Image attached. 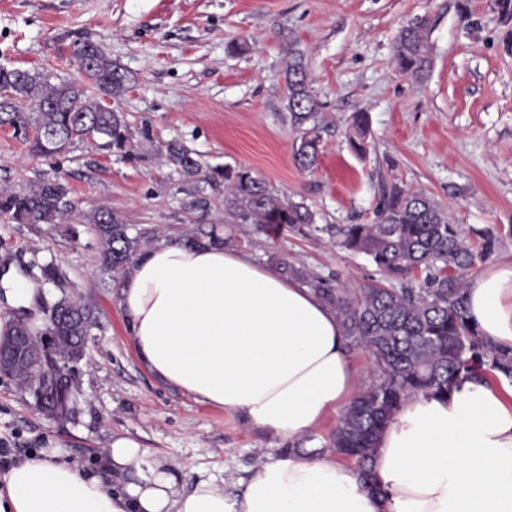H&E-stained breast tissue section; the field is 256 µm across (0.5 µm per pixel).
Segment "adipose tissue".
Returning a JSON list of instances; mask_svg holds the SVG:
<instances>
[{"label":"adipose tissue","instance_id":"ef3b65f1","mask_svg":"<svg viewBox=\"0 0 512 512\" xmlns=\"http://www.w3.org/2000/svg\"><path fill=\"white\" fill-rule=\"evenodd\" d=\"M466 292L481 336L512 349V253ZM119 308L157 379L282 438L308 435L363 388L335 311L238 250L160 239L123 281ZM372 457L363 481L326 454L271 455L228 495L210 480L185 489L170 461L129 438L93 471L52 444L0 469V512H512V400L469 380L445 397L410 395Z\"/></svg>","mask_w":512,"mask_h":512}]
</instances>
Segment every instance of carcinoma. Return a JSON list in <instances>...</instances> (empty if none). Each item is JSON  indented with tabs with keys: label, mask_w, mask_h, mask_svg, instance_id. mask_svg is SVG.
Returning <instances> with one entry per match:
<instances>
[{
	"label": "carcinoma",
	"mask_w": 512,
	"mask_h": 512,
	"mask_svg": "<svg viewBox=\"0 0 512 512\" xmlns=\"http://www.w3.org/2000/svg\"><path fill=\"white\" fill-rule=\"evenodd\" d=\"M88 60L81 81L52 82L47 72L0 66V125L31 128V150L49 156L75 142L97 141L101 149L126 152L129 129L117 102L128 88L127 71L92 41L78 46ZM393 60L403 74L421 79L431 68L425 24L400 31ZM289 121L299 132L293 148L297 166L317 165L321 141V104L310 88L304 58L288 50L285 67ZM368 114L352 116L347 141L366 153ZM166 156L189 179L224 183V206L240 221L265 227L283 224L298 231L315 226V214L303 202L282 199L248 168L203 172L192 152L177 141ZM69 190L58 180H42L19 190H0V217L17 224H55L70 213ZM102 244V265L114 275L131 274L142 255L145 233L130 235V225L103 207L91 218ZM345 250L366 256L389 284L373 282L352 290L341 282L311 274L284 259V274L311 288L340 320L349 346L367 353L370 383L341 413L328 450L353 458L355 472L371 474L370 448L405 398L424 393L446 395L459 382L503 377L512 380V350L482 338L467 317L468 272L486 260L499 238L494 230L476 232L481 249L473 250L462 227L427 195L392 185L380 191L371 224L328 225ZM418 284H413V281Z\"/></svg>",
	"instance_id": "1"
}]
</instances>
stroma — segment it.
<instances>
[{"instance_id":"1","label":"stroma","mask_w":512,"mask_h":512,"mask_svg":"<svg viewBox=\"0 0 512 512\" xmlns=\"http://www.w3.org/2000/svg\"><path fill=\"white\" fill-rule=\"evenodd\" d=\"M426 22L432 67L421 80L399 73L400 30ZM98 43L128 71L119 102L128 152L90 142L63 153L30 151L0 126V188L57 180L72 211L59 224L0 217V274L35 285L30 308L6 303L0 319L44 324V304L68 297L95 317L74 368L76 413L56 421L14 378L0 376V468L55 442L68 459L94 465L112 440L128 437L167 458L185 487L213 480L225 492L290 440L242 416L196 402L139 362L118 306L120 284L101 266L89 218L109 208L152 239L179 240L217 227L258 263L288 259L351 287L381 280L364 255L328 235L236 220L224 190L184 178L165 155L175 140L204 168L247 167L279 197L305 201L317 224H369L381 185L424 192L467 231L494 229L496 254L512 251V20L494 0H0V65L79 79L78 45ZM303 54L324 126L316 167L293 159L288 119L289 50ZM369 114V150L345 140L352 113ZM209 197L207 212L187 209ZM57 278L45 280L44 266Z\"/></svg>"}]
</instances>
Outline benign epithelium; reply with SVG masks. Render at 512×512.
I'll use <instances>...</instances> for the list:
<instances>
[{
  "label": "benign epithelium",
  "mask_w": 512,
  "mask_h": 512,
  "mask_svg": "<svg viewBox=\"0 0 512 512\" xmlns=\"http://www.w3.org/2000/svg\"><path fill=\"white\" fill-rule=\"evenodd\" d=\"M64 330L67 336L58 335L53 322L44 320V329L37 335H31L26 323L17 321L12 326V334L0 340V375H29L38 383L42 394V411L56 420L72 418L75 406L68 403L55 404L48 395L56 382L73 372L84 354L87 337L72 336V324Z\"/></svg>",
  "instance_id": "1"
}]
</instances>
